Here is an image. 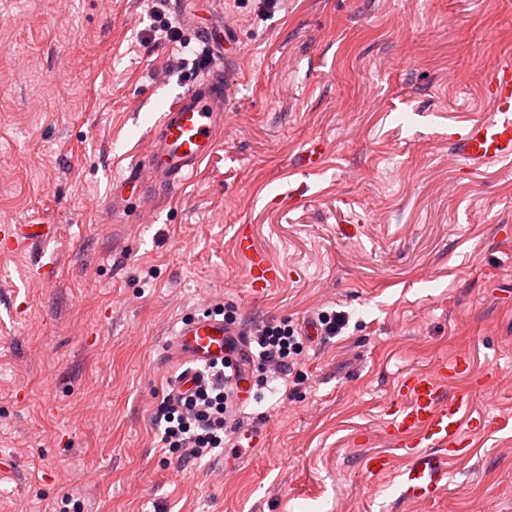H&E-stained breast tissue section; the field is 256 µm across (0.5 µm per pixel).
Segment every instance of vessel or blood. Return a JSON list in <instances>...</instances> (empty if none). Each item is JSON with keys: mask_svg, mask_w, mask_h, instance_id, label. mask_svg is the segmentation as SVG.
<instances>
[{"mask_svg": "<svg viewBox=\"0 0 512 512\" xmlns=\"http://www.w3.org/2000/svg\"><path fill=\"white\" fill-rule=\"evenodd\" d=\"M211 67L184 92L169 96L152 129L150 147L141 168L155 185L173 187L197 174L215 153L224 129V108L236 85L234 73L223 65L230 53L219 33L204 29ZM491 106L484 118L452 127L448 141L466 168L512 161V56L501 57L485 86ZM53 234L48 224H7L0 228V250L34 246ZM236 249L247 264L248 283L260 293L284 278L282 267L267 252L256 249L249 234L238 233ZM250 356L240 328L223 318L199 316L182 322L159 354L160 368L178 367L175 389L184 391L201 368L222 363L235 367L232 381L239 405L250 400L241 366ZM470 359L460 355L430 374H412L401 383L385 427L391 447L367 456L366 470L395 472L400 497L417 505L435 503L448 488V448L468 450V433L479 428L472 412V390L446 392L447 381L468 375Z\"/></svg>", "mask_w": 512, "mask_h": 512, "instance_id": "obj_1", "label": "vessel or blood"}]
</instances>
